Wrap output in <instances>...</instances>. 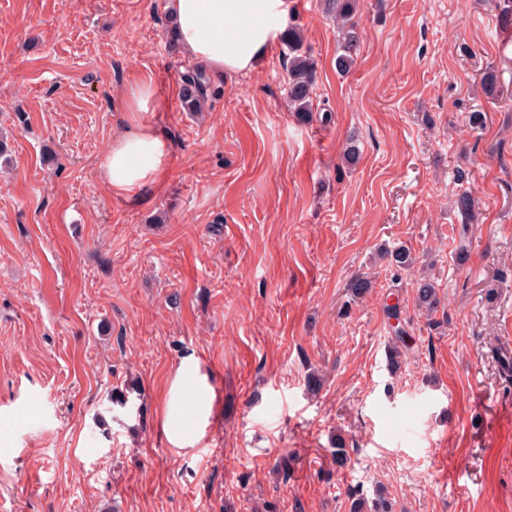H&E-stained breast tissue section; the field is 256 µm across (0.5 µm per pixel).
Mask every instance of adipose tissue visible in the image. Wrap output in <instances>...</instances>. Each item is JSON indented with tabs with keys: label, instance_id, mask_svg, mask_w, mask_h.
Here are the masks:
<instances>
[{
	"label": "adipose tissue",
	"instance_id": "obj_1",
	"mask_svg": "<svg viewBox=\"0 0 512 512\" xmlns=\"http://www.w3.org/2000/svg\"><path fill=\"white\" fill-rule=\"evenodd\" d=\"M180 46L214 75L252 71L286 30L288 0H168ZM167 96L151 79L134 82L126 94L127 125L113 139L99 164L102 180L114 196L130 198L159 184L169 169L168 141L142 119L162 111ZM197 394L196 424L185 427L166 416L164 432L182 448L200 439L212 410V389L194 356L185 357L168 389L169 398Z\"/></svg>",
	"mask_w": 512,
	"mask_h": 512
}]
</instances>
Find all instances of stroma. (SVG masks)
Returning a JSON list of instances; mask_svg holds the SVG:
<instances>
[{
	"instance_id": "1",
	"label": "stroma",
	"mask_w": 512,
	"mask_h": 512,
	"mask_svg": "<svg viewBox=\"0 0 512 512\" xmlns=\"http://www.w3.org/2000/svg\"><path fill=\"white\" fill-rule=\"evenodd\" d=\"M166 2L0 0V512H350L356 492L397 512H512V376L492 352L512 349L499 0H359L344 75L326 0H290L316 62L308 120L282 38L211 78L205 117L184 111L193 62L169 47ZM148 77L168 97L143 119L170 168L120 198L98 164ZM401 246L416 264L399 272L381 251ZM397 324L411 341L394 370ZM190 354L212 414L176 448L167 391ZM415 288L417 306L428 313L436 312L441 301L437 295L435 282L431 279L421 278L416 282Z\"/></svg>"
}]
</instances>
